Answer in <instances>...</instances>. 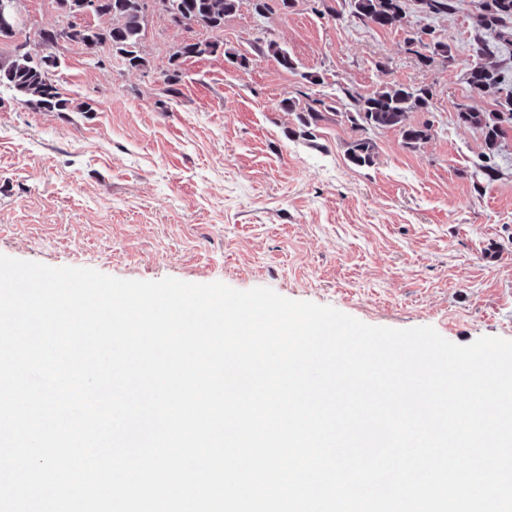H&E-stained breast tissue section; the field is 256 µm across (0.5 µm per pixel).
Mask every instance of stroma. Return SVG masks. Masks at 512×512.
Segmentation results:
<instances>
[{
	"label": "stroma",
	"mask_w": 512,
	"mask_h": 512,
	"mask_svg": "<svg viewBox=\"0 0 512 512\" xmlns=\"http://www.w3.org/2000/svg\"><path fill=\"white\" fill-rule=\"evenodd\" d=\"M326 4L333 15L295 0L263 18L241 0L215 33L175 25L149 0L140 70L118 64L109 45L61 43L53 78L69 110L0 95V254L128 280L263 286L373 326H431L459 345L512 339V133L497 177L477 189L484 136L456 119L461 104L496 108V94L466 82L480 0L434 17L404 0L393 29L363 25L351 0ZM23 8L27 27L0 43L2 57L66 22L55 0ZM421 30L448 43L452 61L409 51L408 32ZM213 39L225 54L183 61L181 94L167 98L172 54ZM268 39L297 57L298 71L260 52ZM385 80L432 91L430 109L408 115L431 137L409 150L397 131H370L373 162L359 167L348 157L360 133L343 118V91ZM286 98L325 101L313 135Z\"/></svg>",
	"instance_id": "35a3bbf8"
}]
</instances>
